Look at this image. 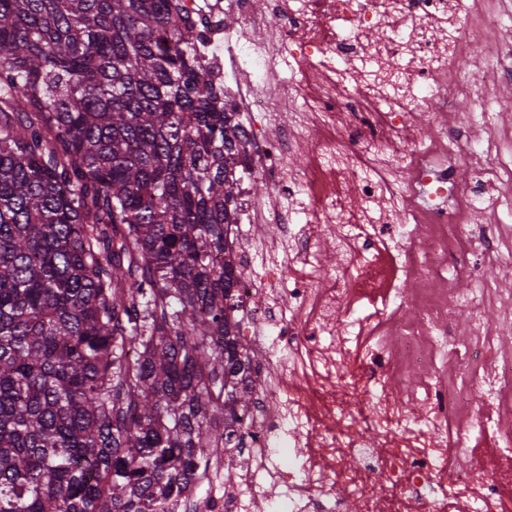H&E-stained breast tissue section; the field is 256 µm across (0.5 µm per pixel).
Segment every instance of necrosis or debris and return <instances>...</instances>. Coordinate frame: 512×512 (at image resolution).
<instances>
[{
    "instance_id": "necrosis-or-debris-1",
    "label": "necrosis or debris",
    "mask_w": 512,
    "mask_h": 512,
    "mask_svg": "<svg viewBox=\"0 0 512 512\" xmlns=\"http://www.w3.org/2000/svg\"><path fill=\"white\" fill-rule=\"evenodd\" d=\"M200 25L196 49L208 77L224 86L228 111L246 141L242 171L270 172L274 191L257 202L237 189L235 235L248 274L236 313L248 317L244 343L256 360L253 402L237 427L235 464L215 489L209 512H445L448 495L498 512L512 484V434L501 435L497 463L459 466L449 448L467 447L486 430L475 395L484 387L498 420L512 419V292L476 277L478 263L512 264V226L473 217L487 175L478 159H460L467 183L436 168L456 139L443 113L434 134L418 137L414 113L424 92L447 85L469 92L471 70H454L466 31L497 18L492 0H180ZM236 14L235 27L224 19ZM281 88L278 98L267 85ZM309 148L308 168L290 169ZM423 203H414V196ZM277 223L269 239L265 224ZM328 224L347 267H363L381 240L395 243L401 282L368 311L378 340L360 354L337 346L334 324L361 278L325 287L321 243L308 227ZM302 266L279 282L267 275L279 252ZM473 279L466 294L457 280ZM282 296L281 309L255 308L253 294ZM501 308L500 328L487 319ZM466 309L469 334L449 326ZM376 440L361 437L360 427ZM306 444L300 463L284 464L286 444ZM360 465L351 469L348 457Z\"/></svg>"
}]
</instances>
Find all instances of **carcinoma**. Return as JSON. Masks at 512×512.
Segmentation results:
<instances>
[{"label":"carcinoma","mask_w":512,"mask_h":512,"mask_svg":"<svg viewBox=\"0 0 512 512\" xmlns=\"http://www.w3.org/2000/svg\"><path fill=\"white\" fill-rule=\"evenodd\" d=\"M196 42L178 0H0V512H177L250 406Z\"/></svg>","instance_id":"obj_1"}]
</instances>
